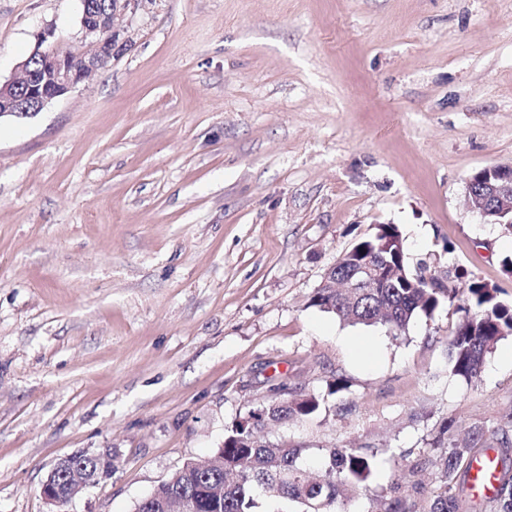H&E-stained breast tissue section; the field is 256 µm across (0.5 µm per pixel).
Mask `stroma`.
<instances>
[{"instance_id": "35a3bbf8", "label": "stroma", "mask_w": 512, "mask_h": 512, "mask_svg": "<svg viewBox=\"0 0 512 512\" xmlns=\"http://www.w3.org/2000/svg\"><path fill=\"white\" fill-rule=\"evenodd\" d=\"M80 0H0V78L39 31L83 47ZM123 50L35 115L0 119V512H48L66 455L110 478L62 512H132L285 382L327 396L267 436L374 453L376 512L441 429L505 436L512 336L469 384L461 317L405 334L311 306L376 225L409 267L512 305V232L467 202L512 164V0H141ZM343 381L344 389L328 386ZM81 456H87L81 460L85 468H94L97 463L96 469L93 471L77 469L75 460ZM91 458L95 459L96 463ZM113 468L114 459L110 449L92 455L75 453L63 457L55 463L42 483L41 497L48 505L60 508L83 490L98 484L101 479L111 476ZM66 471L71 472L74 478L72 483L66 484L60 480L59 476Z\"/></svg>"}]
</instances>
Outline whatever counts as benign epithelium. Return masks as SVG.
<instances>
[{
  "mask_svg": "<svg viewBox=\"0 0 512 512\" xmlns=\"http://www.w3.org/2000/svg\"><path fill=\"white\" fill-rule=\"evenodd\" d=\"M141 0H81L79 19L85 49L74 53L48 40L50 32L37 34L30 56L17 67L15 75L0 82V118L27 117L39 112L46 104L74 89L78 84L105 67L114 50L123 46L127 13ZM468 198L475 200L472 208L482 216L496 213L495 224L512 223V165L492 166L474 173L468 181ZM379 272L368 264L358 266L348 278L352 288H375ZM75 453L59 459L40 487L44 501L60 508L83 490L112 475V450L91 455L95 470L79 469Z\"/></svg>",
  "mask_w": 512,
  "mask_h": 512,
  "instance_id": "benign-epithelium-1",
  "label": "benign epithelium"
}]
</instances>
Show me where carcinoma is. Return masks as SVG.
<instances>
[{"mask_svg": "<svg viewBox=\"0 0 512 512\" xmlns=\"http://www.w3.org/2000/svg\"><path fill=\"white\" fill-rule=\"evenodd\" d=\"M356 248L381 272V287L356 289L357 299L348 301L331 288H317L311 304L351 325L387 326L396 336L418 315L430 317L444 302L461 301L462 312L450 339L452 370L468 381L480 377L485 357L504 337L512 335V307L497 299L498 289L473 282L468 287L439 288L434 277L412 272L406 265L401 232L394 224H379ZM326 397L296 393L263 406L274 423L301 419L325 408ZM254 411L225 429L224 447L216 450L217 463L205 467L190 461L176 470L156 492L140 499L134 512H160L162 500L178 502L186 512L195 505L221 495L223 512H259L261 497L295 502L303 512H336L345 491L368 488L372 482L375 455L360 448H326L321 474L314 478L302 464L304 449L271 442L258 435L250 418ZM478 433L464 443L453 438L428 461L436 491L423 512H465L472 492V470L479 452ZM495 459L497 488L489 498L492 512H512V442L497 440ZM381 512H413L407 500L390 488L381 501Z\"/></svg>", "mask_w": 512, "mask_h": 512, "instance_id": "1", "label": "carcinoma"}]
</instances>
